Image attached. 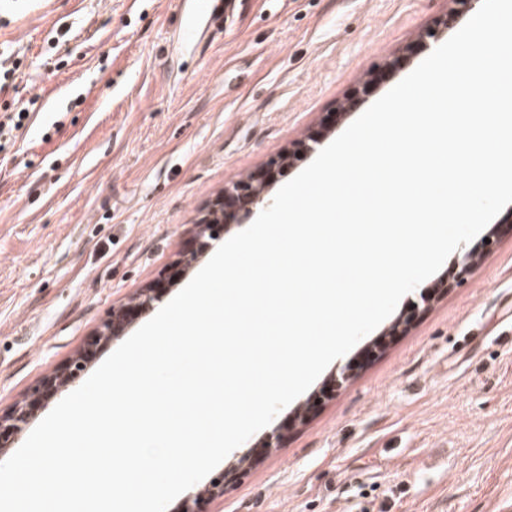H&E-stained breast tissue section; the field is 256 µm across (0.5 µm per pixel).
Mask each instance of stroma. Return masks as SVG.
Wrapping results in <instances>:
<instances>
[{"mask_svg": "<svg viewBox=\"0 0 512 512\" xmlns=\"http://www.w3.org/2000/svg\"><path fill=\"white\" fill-rule=\"evenodd\" d=\"M0 0V414L157 282L225 186L269 194L469 19L460 0ZM349 111H342L344 103ZM292 406L201 512H512V204ZM475 254L462 269L465 254ZM351 376L333 377L342 368Z\"/></svg>", "mask_w": 512, "mask_h": 512, "instance_id": "1", "label": "stroma"}]
</instances>
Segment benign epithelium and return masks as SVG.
Segmentation results:
<instances>
[{
	"label": "benign epithelium",
	"mask_w": 512,
	"mask_h": 512,
	"mask_svg": "<svg viewBox=\"0 0 512 512\" xmlns=\"http://www.w3.org/2000/svg\"><path fill=\"white\" fill-rule=\"evenodd\" d=\"M268 183L263 176H254L247 181L236 182L224 188L222 195L210 212L201 219L199 227L200 246L205 248L209 241L220 240L227 231L228 221L242 211L248 212L258 204L263 203ZM159 298V288H152L143 294L139 300L112 309V314L106 321L95 340L89 344L64 369L46 377L25 400L16 404L14 409L5 415H0V455L12 447L22 425L34 414L42 400L65 390L73 384L87 364L96 355L100 343L114 341L119 338L130 324L133 314L147 310L152 302ZM231 472H222L213 478L199 493V498H208L224 494V485Z\"/></svg>",
	"instance_id": "1"
}]
</instances>
